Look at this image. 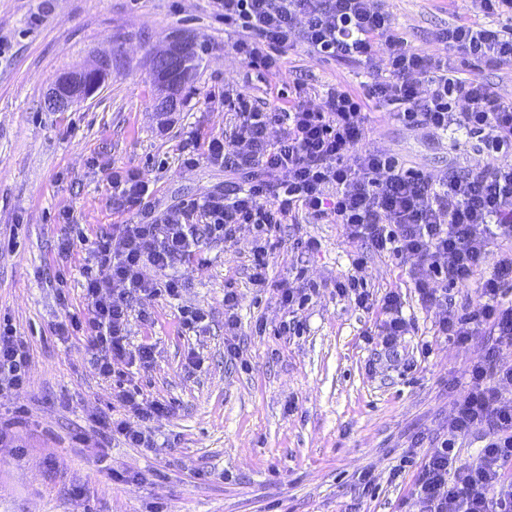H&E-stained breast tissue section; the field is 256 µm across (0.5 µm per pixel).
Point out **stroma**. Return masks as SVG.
<instances>
[{"instance_id": "35a3bbf8", "label": "stroma", "mask_w": 512, "mask_h": 512, "mask_svg": "<svg viewBox=\"0 0 512 512\" xmlns=\"http://www.w3.org/2000/svg\"><path fill=\"white\" fill-rule=\"evenodd\" d=\"M408 48L444 53L439 34L461 22L489 25L469 0H388ZM189 36L198 65L175 112L158 116L152 58L170 35ZM0 320L29 344L23 392L0 391V512H418L412 473L393 478L402 457L421 460L440 437L466 365L494 337L467 344L438 335L441 307L422 305L405 267L363 254L341 225L283 226L269 257L266 288L253 285L256 240L242 227L232 244L204 239L177 263L178 299L143 297L127 326L130 346L149 342L155 357L110 379L97 374L82 337L61 339L67 312L87 313L80 267L98 228L136 221L112 197L113 168L148 181L155 211L223 188L231 173L200 159L182 162L189 136L223 133L224 90L246 92L260 107L287 105L297 84L312 102L329 88L370 81L381 59L363 68L316 56L301 40L279 53L276 74L259 78L232 49L208 0H0ZM108 57L104 83L69 109L47 103L64 73ZM375 145L441 175L478 156V141L451 132L434 143L376 117ZM69 233L72 248L61 254ZM297 238L317 250L294 249ZM362 265H355L357 255ZM67 288H60L58 272ZM355 275L375 298L398 292L409 323L404 359L388 368L378 341L366 340L380 316L336 297L337 280ZM317 290L300 308L280 303L275 283ZM239 298L240 360L224 346V292ZM206 317L183 329L185 311ZM296 332L279 334L282 322ZM265 323L256 335V323ZM136 389L168 413L151 422L153 448L103 439L102 414L141 423L120 395ZM132 474L116 482L113 472ZM372 485L362 490L360 478Z\"/></svg>"}]
</instances>
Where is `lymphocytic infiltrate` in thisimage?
I'll return each instance as SVG.
<instances>
[{
    "label": "lymphocytic infiltrate",
    "mask_w": 512,
    "mask_h": 512,
    "mask_svg": "<svg viewBox=\"0 0 512 512\" xmlns=\"http://www.w3.org/2000/svg\"><path fill=\"white\" fill-rule=\"evenodd\" d=\"M215 18L236 33L232 48L260 72L276 69L278 52L300 36L325 58L382 69L354 91L329 88L312 103L303 87L285 107L253 105L245 92H225L229 128L208 139L206 158L242 174L200 200L182 201L162 213L149 202V184L133 170H114L112 193L142 210L143 222L118 224L98 233L80 268L88 314L69 313L58 336H80L94 369L111 376L116 366H148L151 344L130 348L127 324L143 296L178 298L182 282L175 263L194 255L202 239L232 242L250 226L259 242L253 283L265 286L266 246L285 224L303 219L341 225L349 240L399 260L426 305L441 304L439 335L459 344L491 329L495 344L480 350L467 366L468 385L448 420L449 435L423 457L412 493L420 512H512V403L498 387L512 384V364L500 360L512 349V249L493 270L486 258L494 241L512 242V102L504 101L478 76L460 68L512 61V0H471L474 12L501 19L498 28L462 22L444 30V57H428L397 36L383 0H210ZM429 84L418 91L419 79ZM385 108L389 119L439 137L460 130L480 138L485 154L477 163L433 178L407 166L396 153L371 146L375 120L366 107ZM279 125L283 133L271 138ZM361 160L349 166L345 158ZM476 282L475 306L447 309L450 289ZM336 293L369 310L380 307L374 333L390 356L408 331L398 292L381 301L357 277L337 282ZM29 347L12 327H0V383L22 389ZM484 434L481 462L460 463L459 436Z\"/></svg>",
    "instance_id": "f902f5d3"
}]
</instances>
